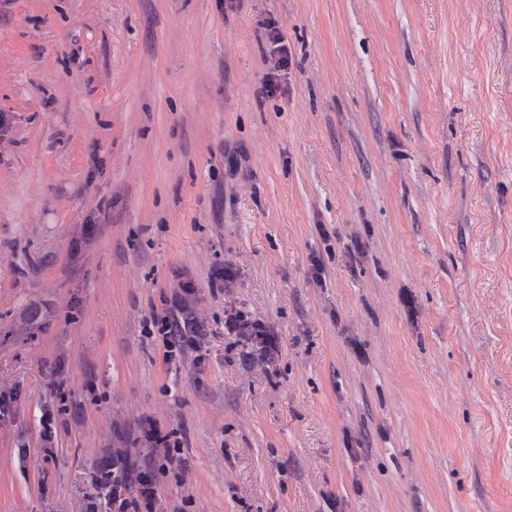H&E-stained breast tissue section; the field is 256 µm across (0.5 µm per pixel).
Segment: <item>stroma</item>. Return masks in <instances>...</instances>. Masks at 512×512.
I'll return each mask as SVG.
<instances>
[{
  "instance_id": "1",
  "label": "stroma",
  "mask_w": 512,
  "mask_h": 512,
  "mask_svg": "<svg viewBox=\"0 0 512 512\" xmlns=\"http://www.w3.org/2000/svg\"><path fill=\"white\" fill-rule=\"evenodd\" d=\"M1 112L0 512H512V0H0ZM269 42L273 45L275 51L280 55L278 65L275 71L266 74L262 84V93L268 97L284 94L285 89L283 83L287 85L286 75L288 70V50L285 45V38L279 24V20L275 17H268L262 24ZM280 72V73H279ZM177 313L183 315L185 327L187 322L191 324L194 335L178 337L172 336L169 333L168 322L171 320V317L176 316ZM151 325V334L154 336L155 340L163 346L167 358H175V356L183 350V347L193 343L194 337L199 336L198 334L202 331L201 326L197 323L192 311L185 302L173 303L172 308L166 309L163 315L153 318ZM224 328L228 334L236 337L237 345L251 348V351L240 353L242 358H252L253 352L269 356L278 350V338L271 329L244 311L238 310L227 316ZM141 424L145 437L154 444V448H165L167 456H170L171 461L175 460L171 453V448H173V451L174 448H179L178 442L174 440L171 444L170 436L168 434H162L150 418H145ZM121 462L120 458H118V460L114 461V467L112 465L103 466L98 468L95 473V481L100 488L112 483V511L131 512L132 510V512H139L141 508H144L146 512H152L156 501V494L150 468L140 469L134 473V476H128L126 471L120 468ZM133 484L138 485L137 493L140 501L137 497L130 498L128 496Z\"/></svg>"
}]
</instances>
